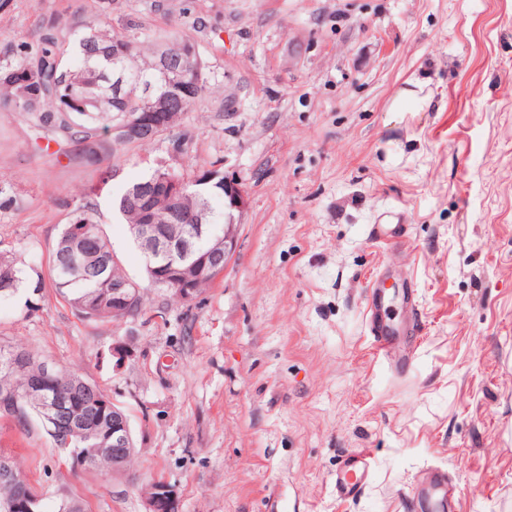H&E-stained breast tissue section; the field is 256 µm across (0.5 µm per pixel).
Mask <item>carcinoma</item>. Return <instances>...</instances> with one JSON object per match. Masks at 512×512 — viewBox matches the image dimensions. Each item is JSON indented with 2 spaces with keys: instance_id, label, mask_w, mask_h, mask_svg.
Instances as JSON below:
<instances>
[{
  "instance_id": "carcinoma-1",
  "label": "carcinoma",
  "mask_w": 512,
  "mask_h": 512,
  "mask_svg": "<svg viewBox=\"0 0 512 512\" xmlns=\"http://www.w3.org/2000/svg\"><path fill=\"white\" fill-rule=\"evenodd\" d=\"M195 45L187 35L158 32L145 39L135 35L118 36L107 22H94L76 39L72 62L61 65L64 51L51 38L45 39L34 59L19 57L8 67L0 68V95L26 112L49 141L76 142L82 146L87 160L94 161L102 148V129L119 127L127 111L138 106L147 89H152L159 110L178 108L184 112L205 93L207 81L201 55L182 58L181 46ZM167 126L155 127L151 135L119 139L128 146H145L170 133ZM169 177L182 186L174 198L149 194L150 181ZM224 175L218 169L207 170L195 178H187L172 167L159 165L130 182L116 199L114 207L129 225L130 233L140 248H145L134 225L143 223L147 215L162 214L166 223L163 233L187 242L197 250L207 251V235H198L197 225L209 224L215 231L224 223V210L211 205L215 197L224 196ZM75 224L87 225L85 235L77 239L63 228L52 254L53 287L77 314L95 322L112 321V288L135 289L136 305L132 314L142 311L140 284L130 278L115 257L101 224L93 211L85 210ZM162 261L144 254V270L153 288H172L162 284ZM24 283V272L15 256L0 254V301L18 294ZM25 357L24 372H8L4 366L14 357ZM44 360L22 344H0V388L14 387L20 392L12 417L21 426L31 420L42 421L44 396L39 392L23 394L26 379L36 378ZM66 399L67 413L82 419V433L66 445L50 431H45L54 447L70 455L93 448V468L112 470V444L101 438L100 428L112 423V410L117 405L97 386L81 375L63 367L56 368L54 387Z\"/></svg>"
}]
</instances>
